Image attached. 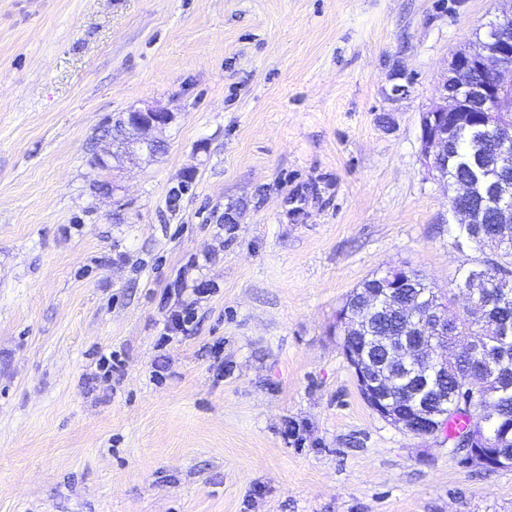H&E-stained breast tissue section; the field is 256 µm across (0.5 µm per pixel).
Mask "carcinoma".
Listing matches in <instances>:
<instances>
[{"label":"carcinoma","mask_w":512,"mask_h":512,"mask_svg":"<svg viewBox=\"0 0 512 512\" xmlns=\"http://www.w3.org/2000/svg\"><path fill=\"white\" fill-rule=\"evenodd\" d=\"M486 168L488 180L475 182V164ZM469 183L471 191L466 203L474 211V223L456 225L454 245L482 247L500 235L504 216L501 211L500 193L505 192L512 201V163L498 162L497 144L493 136L476 122L456 126L448 142V184ZM500 262L492 274L489 269H470L461 274L457 284L460 289L474 286L480 277L486 278L479 299V312L463 314L452 319L448 336L444 340L452 347L458 342L474 341L488 347L495 354V361L484 365L482 372L470 376V368L461 365L448 371V381H440L437 387L448 389L453 395L456 389L473 393L471 407L478 410L487 401L496 405V416L490 425L491 444L503 459L512 462V239L500 244L497 252ZM399 297L413 304L422 313L438 307L440 290L431 286L415 270L408 271L406 284L397 288ZM386 336L390 342L384 345L381 359L385 366L395 362L394 350L399 341L409 338L423 345L422 337L409 322L400 323L391 318L370 319L365 331L347 338V342L364 347L366 337ZM398 379L388 390L391 399L407 404L416 399H430L431 409L444 410V404L435 389L422 390L410 371L398 370Z\"/></svg>","instance_id":"obj_1"}]
</instances>
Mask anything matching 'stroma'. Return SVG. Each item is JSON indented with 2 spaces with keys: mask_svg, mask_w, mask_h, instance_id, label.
<instances>
[{
  "mask_svg": "<svg viewBox=\"0 0 512 512\" xmlns=\"http://www.w3.org/2000/svg\"><path fill=\"white\" fill-rule=\"evenodd\" d=\"M511 8L0 0V512H512V467L380 418L336 334L373 275L494 258L420 118ZM147 108L156 155L109 133ZM192 310V304H186L182 306L181 311H174V313L164 321L160 341L168 342L172 339V336L169 335L173 331H181L183 334L191 331L193 329ZM189 326H191V328H188Z\"/></svg>",
  "mask_w": 512,
  "mask_h": 512,
  "instance_id": "1",
  "label": "stroma"
}]
</instances>
